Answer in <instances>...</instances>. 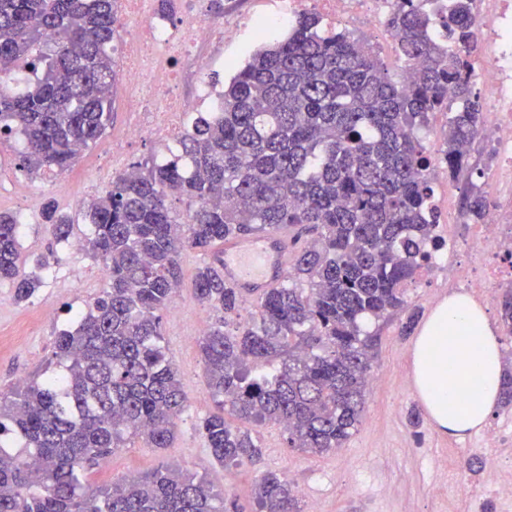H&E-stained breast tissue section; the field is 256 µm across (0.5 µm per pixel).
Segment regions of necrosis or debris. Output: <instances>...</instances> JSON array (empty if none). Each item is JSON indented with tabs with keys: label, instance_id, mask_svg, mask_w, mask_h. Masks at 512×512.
Segmentation results:
<instances>
[{
	"label": "necrosis or debris",
	"instance_id": "obj_1",
	"mask_svg": "<svg viewBox=\"0 0 512 512\" xmlns=\"http://www.w3.org/2000/svg\"><path fill=\"white\" fill-rule=\"evenodd\" d=\"M332 19L359 27L373 26L390 0H280L277 20L290 19L304 2ZM134 32L119 47L124 63L125 106L129 120L122 140L113 142V165L124 161L128 144L148 137L173 142L183 130L192 106L221 104L218 82L202 80L193 100L180 92L186 72L223 61L225 46L235 44L240 27L216 22L197 4H189L172 20L158 16L154 0H134ZM476 26L471 78L482 94L484 111L498 114L491 149L497 164L489 175L495 203L486 223L477 225L459 244L474 269L455 281L463 292L485 295L487 289L512 285V0H472Z\"/></svg>",
	"mask_w": 512,
	"mask_h": 512
}]
</instances>
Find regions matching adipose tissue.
<instances>
[{"instance_id": "ef3b65f1", "label": "adipose tissue", "mask_w": 512, "mask_h": 512, "mask_svg": "<svg viewBox=\"0 0 512 512\" xmlns=\"http://www.w3.org/2000/svg\"><path fill=\"white\" fill-rule=\"evenodd\" d=\"M414 384L438 431L486 424L499 405L502 359L487 308L453 293L426 320L411 349Z\"/></svg>"}]
</instances>
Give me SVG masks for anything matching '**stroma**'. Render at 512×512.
Returning <instances> with one entry per match:
<instances>
[{
    "label": "stroma",
    "instance_id": "1",
    "mask_svg": "<svg viewBox=\"0 0 512 512\" xmlns=\"http://www.w3.org/2000/svg\"><path fill=\"white\" fill-rule=\"evenodd\" d=\"M125 125L122 90L117 87L103 136L84 149L62 185L21 170V143L13 139L0 143V211L16 214L21 202H28L33 218L21 227L23 267L42 280L28 303L17 302L12 285L0 282V390L20 378L41 375L59 331L70 327L75 313L86 310L107 283L99 274V262L88 253L55 246L40 213L46 201H55L74 219L75 238L87 234L84 207L90 198L111 189L114 176L104 159L113 137L121 135ZM490 163L484 144L479 143L470 153L468 169L459 177L453 179L445 170L435 169L436 197L459 206L465 183L486 176ZM207 261V253L183 251L180 292L163 318L167 356L178 370L187 397L174 442L158 450L135 441L109 457L90 475V482L110 483L129 472L176 464L203 477L243 512H253L255 485L268 472L295 486L303 510L312 500L320 512H483L486 506L496 505L495 495L484 488L483 473L469 472L467 462L483 457L485 429L512 430V412H495L485 429L461 437L438 432L413 386L415 337L401 332L407 313L366 325L375 337L373 371L382 381L369 386L362 423L342 448L322 456L308 455L287 448L276 425H254L250 431L262 448L260 459L231 469L215 464L197 429L198 422L216 410L195 341L216 314L192 297L196 270ZM466 264L463 251L443 250L439 265L422 269L408 285L407 312L417 313L419 322H426L449 293V270Z\"/></svg>",
    "mask_w": 512,
    "mask_h": 512
}]
</instances>
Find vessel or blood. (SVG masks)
Here are the masks:
<instances>
[{"label": "vessel or blood", "instance_id": "obj_1", "mask_svg": "<svg viewBox=\"0 0 512 512\" xmlns=\"http://www.w3.org/2000/svg\"><path fill=\"white\" fill-rule=\"evenodd\" d=\"M287 246L277 234L234 238L210 256L224 272L225 283L240 294L259 297L282 281L286 271Z\"/></svg>", "mask_w": 512, "mask_h": 512}]
</instances>
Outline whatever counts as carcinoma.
<instances>
[{"label":"carcinoma","mask_w":512,"mask_h":512,"mask_svg":"<svg viewBox=\"0 0 512 512\" xmlns=\"http://www.w3.org/2000/svg\"><path fill=\"white\" fill-rule=\"evenodd\" d=\"M435 0H394L386 24L413 71L392 80L371 48L301 12L259 45L224 84V102L190 113L179 154L136 163L91 200L88 253L109 283L59 332L43 378L0 390V512H238L202 478L172 465L110 485L85 481L132 439L169 448L185 409L166 356L162 320L180 286L184 249L214 251L242 235L288 230L301 244L282 282L234 320L244 296L221 270L197 268L193 297L221 313L198 338L217 411L198 430L229 469L261 455L246 424L274 423L287 447L321 455L358 429L374 339L362 322L405 309V288L431 258L437 214L432 172L452 177L483 135L469 69L472 0H451L432 33ZM116 0H0V139L23 136L32 177L68 169L106 128L117 80L110 47ZM459 44L450 51L446 41ZM34 74L8 87L19 64ZM459 108L448 111V94ZM448 113L446 148L432 159L420 136ZM184 203L180 213L168 200ZM461 210L485 223L488 192L469 182ZM43 223L58 243L74 220L49 200ZM20 221L0 211V281L26 303L42 285L22 270ZM500 324L512 338V289ZM229 407L237 426L224 418ZM499 407L512 409V355ZM258 512H301L293 486L268 472Z\"/></svg>","instance_id":"obj_1"}]
</instances>
